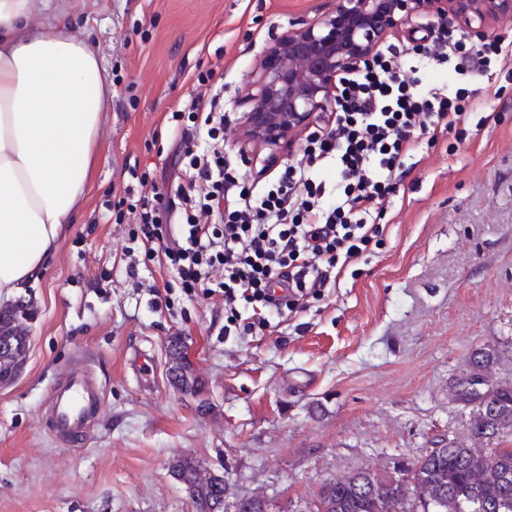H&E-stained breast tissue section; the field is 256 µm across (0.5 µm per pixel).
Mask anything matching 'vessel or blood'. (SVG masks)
Returning a JSON list of instances; mask_svg holds the SVG:
<instances>
[{"mask_svg":"<svg viewBox=\"0 0 512 512\" xmlns=\"http://www.w3.org/2000/svg\"><path fill=\"white\" fill-rule=\"evenodd\" d=\"M129 364L140 386L146 390L153 388V356L135 350L130 354ZM101 403V392L86 370L65 371L51 393L45 428L57 440L76 436L94 418Z\"/></svg>","mask_w":512,"mask_h":512,"instance_id":"vessel-or-blood-1","label":"vessel or blood"}]
</instances>
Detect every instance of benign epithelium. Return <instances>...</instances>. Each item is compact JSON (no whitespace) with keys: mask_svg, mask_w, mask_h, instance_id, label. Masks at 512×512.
Wrapping results in <instances>:
<instances>
[{"mask_svg":"<svg viewBox=\"0 0 512 512\" xmlns=\"http://www.w3.org/2000/svg\"><path fill=\"white\" fill-rule=\"evenodd\" d=\"M423 13L448 16L466 39H482L487 23L512 14V0H336L333 13L275 36L266 47L235 136L268 168L324 115L336 77L358 65L399 28Z\"/></svg>","mask_w":512,"mask_h":512,"instance_id":"benign-epithelium-1","label":"benign epithelium"}]
</instances>
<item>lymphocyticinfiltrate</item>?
<instances>
[{"label":"lymphocytic infiltrate","instance_id":"1","mask_svg":"<svg viewBox=\"0 0 512 512\" xmlns=\"http://www.w3.org/2000/svg\"><path fill=\"white\" fill-rule=\"evenodd\" d=\"M431 41L411 59L456 74L487 75L512 65V44L494 39L466 55L447 19L429 22ZM404 51L381 46L360 68L337 80L336 110L305 137L303 156L265 189L232 174L224 159V102L189 95L194 126L175 136L178 182L172 195L159 187L128 205L137 229L135 257L126 270L159 271L149 291L154 304L179 284L223 303L227 323L268 329L274 318L303 311L309 300L339 284L346 268L375 255L385 225L378 217L402 181L423 137L431 141L466 131L477 105L465 88L405 79ZM339 181L327 189L325 168Z\"/></svg>","mask_w":512,"mask_h":512}]
</instances>
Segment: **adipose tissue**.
I'll return each mask as SVG.
<instances>
[{"mask_svg": "<svg viewBox=\"0 0 512 512\" xmlns=\"http://www.w3.org/2000/svg\"><path fill=\"white\" fill-rule=\"evenodd\" d=\"M34 0H0V305L38 281L89 190L112 83L61 10L31 25Z\"/></svg>", "mask_w": 512, "mask_h": 512, "instance_id": "obj_1", "label": "adipose tissue"}]
</instances>
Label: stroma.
Masks as SVG:
<instances>
[{
	"label": "stroma",
	"mask_w": 512,
	"mask_h": 512,
	"mask_svg": "<svg viewBox=\"0 0 512 512\" xmlns=\"http://www.w3.org/2000/svg\"><path fill=\"white\" fill-rule=\"evenodd\" d=\"M333 0H70L76 29L112 80L90 189L43 277L21 294L34 314L22 372L0 386V512H196L168 471L188 455L227 484L226 507L258 496L266 512H316L327 479L392 469L434 443L472 444L468 410L448 387L473 349L498 344L512 377V73L461 80L428 66L421 78L466 85L495 122L466 140L423 145L380 216L388 229L369 262L279 332L227 336L224 309L173 289L151 302V276L119 258L132 215L131 180L171 183L174 124L199 73L220 68L229 121L224 155L246 182L232 132L254 70L275 35L330 12ZM180 337L209 411L168 381L166 347ZM155 357L156 386L129 370L131 348ZM105 403L81 441H54L48 391L75 356Z\"/></svg>",
	"instance_id": "stroma-1"
}]
</instances>
